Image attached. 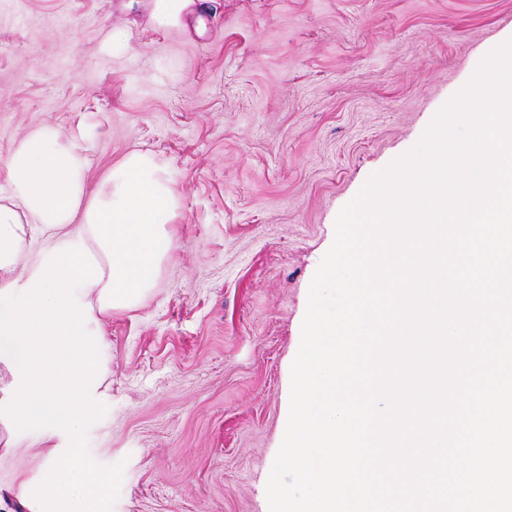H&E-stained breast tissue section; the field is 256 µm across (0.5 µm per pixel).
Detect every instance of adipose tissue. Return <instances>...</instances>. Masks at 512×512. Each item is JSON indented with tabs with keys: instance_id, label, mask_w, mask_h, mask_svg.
Masks as SVG:
<instances>
[{
	"instance_id": "1",
	"label": "adipose tissue",
	"mask_w": 512,
	"mask_h": 512,
	"mask_svg": "<svg viewBox=\"0 0 512 512\" xmlns=\"http://www.w3.org/2000/svg\"><path fill=\"white\" fill-rule=\"evenodd\" d=\"M96 137L37 127L5 159L0 193V363L12 374L0 417L72 424L101 384L102 317L153 288L179 204L163 164L132 151L90 177ZM106 480L76 448L52 450L32 497L39 512H101Z\"/></svg>"
}]
</instances>
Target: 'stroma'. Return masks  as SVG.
Masks as SVG:
<instances>
[{
	"mask_svg": "<svg viewBox=\"0 0 512 512\" xmlns=\"http://www.w3.org/2000/svg\"><path fill=\"white\" fill-rule=\"evenodd\" d=\"M0 0V160L36 126L97 130L98 176L166 166L177 230L152 288L101 327L108 387L64 431L0 420V512L48 451L110 479L105 512H269L291 367L339 211L412 150L512 37V0ZM196 0H149L150 18L156 27L171 25H189V16Z\"/></svg>",
	"mask_w": 512,
	"mask_h": 512,
	"instance_id": "1",
	"label": "stroma"
}]
</instances>
